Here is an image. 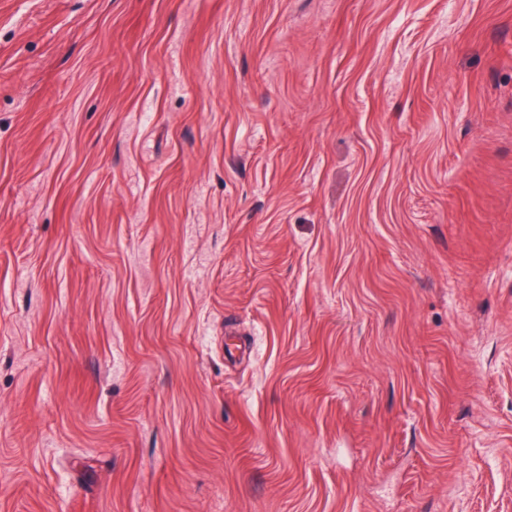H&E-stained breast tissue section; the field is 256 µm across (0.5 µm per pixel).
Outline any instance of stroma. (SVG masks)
I'll return each mask as SVG.
<instances>
[{
	"mask_svg": "<svg viewBox=\"0 0 512 512\" xmlns=\"http://www.w3.org/2000/svg\"><path fill=\"white\" fill-rule=\"evenodd\" d=\"M0 512H512V0H0Z\"/></svg>",
	"mask_w": 512,
	"mask_h": 512,
	"instance_id": "obj_1",
	"label": "stroma"
}]
</instances>
